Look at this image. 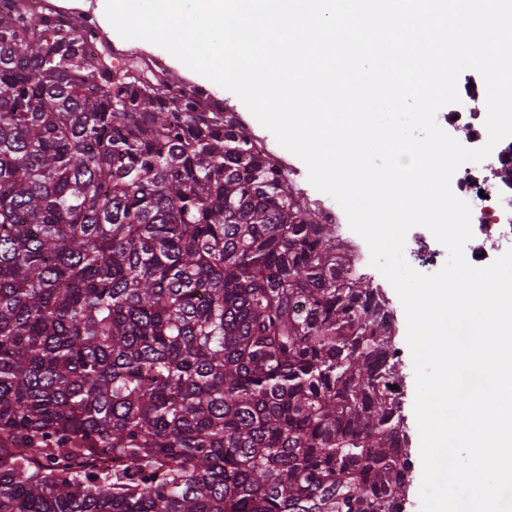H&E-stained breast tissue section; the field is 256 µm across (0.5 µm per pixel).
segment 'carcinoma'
<instances>
[{
    "label": "carcinoma",
    "mask_w": 512,
    "mask_h": 512,
    "mask_svg": "<svg viewBox=\"0 0 512 512\" xmlns=\"http://www.w3.org/2000/svg\"><path fill=\"white\" fill-rule=\"evenodd\" d=\"M0 0V512H404L393 313L237 112Z\"/></svg>",
    "instance_id": "1"
}]
</instances>
